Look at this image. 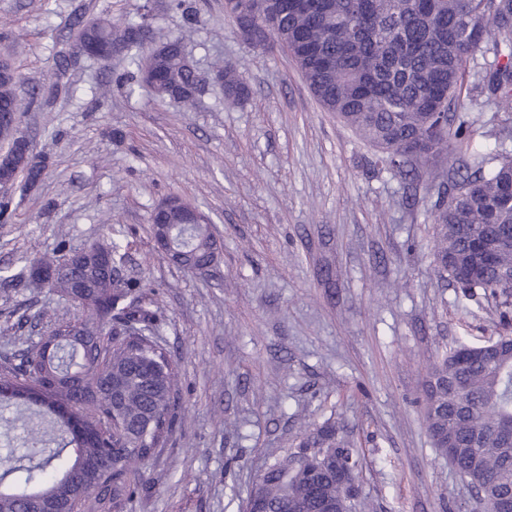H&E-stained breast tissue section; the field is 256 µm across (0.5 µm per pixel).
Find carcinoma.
<instances>
[{
	"label": "carcinoma",
	"mask_w": 512,
	"mask_h": 512,
	"mask_svg": "<svg viewBox=\"0 0 512 512\" xmlns=\"http://www.w3.org/2000/svg\"><path fill=\"white\" fill-rule=\"evenodd\" d=\"M258 0H238L228 15L245 41L275 42L303 74L322 109L354 129L381 153V162L401 170L405 155L416 165L443 154L448 138L470 137L469 124L457 115L467 85V62L490 53L480 89L502 104L512 103V0H279L260 26L244 12ZM146 14L120 28L99 17L89 27L78 19L81 39L106 47L124 45L128 64L142 74L149 65L163 72L151 88L161 100L172 88H190L193 75L177 61L182 42L150 26ZM151 43L174 46L160 61L147 55ZM224 71V96L237 102L248 88ZM18 81L0 79V114L18 115L23 105ZM472 172L448 175L435 204L433 258L441 277L463 296L481 295L512 304V205L503 203L512 186V154H472ZM43 161L31 154L15 172L35 182ZM491 238L498 262L474 278L467 274L473 239ZM179 247L190 267L205 264L212 238L206 224L185 231ZM122 245L114 239L96 244L108 257L99 263L79 251L35 260L49 271L69 263L54 278L52 290L70 296L73 283L84 291L75 304L81 314L54 321L50 354L27 347L0 364L2 412L25 406V453L0 464L14 475L0 486V512H88L107 507L124 512L142 487L141 469L163 447L180 418L178 371L171 351L154 339L158 306L154 291L125 283L119 275ZM47 385L58 401L76 410L82 436L52 412L5 392ZM62 440L48 447L45 422ZM423 422L439 455L465 477L477 497L512 493V440L501 435L512 425V349L489 355L485 346L465 342L437 356L424 386ZM358 462L356 450L333 418L306 431L296 448L267 461L243 510L262 505L265 512H357L336 483V458Z\"/></svg>",
	"instance_id": "obj_1"
}]
</instances>
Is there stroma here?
<instances>
[{
	"label": "stroma",
	"mask_w": 512,
	"mask_h": 512,
	"mask_svg": "<svg viewBox=\"0 0 512 512\" xmlns=\"http://www.w3.org/2000/svg\"><path fill=\"white\" fill-rule=\"evenodd\" d=\"M146 4L199 70L232 63L248 98L226 102L211 84L193 102L161 101L125 58L63 64L76 15L119 27ZM1 58L19 96L39 88L18 130L45 169L33 189L0 190V268L121 242L120 275L154 290L179 367L182 423L125 512H240L265 461L329 417L359 447L365 512H472L475 492L433 448L421 399L437 353L505 332L500 307L464 297L432 257L447 171L476 148L512 151V110L478 86L483 56L467 65L461 107L472 144L449 140L415 180L323 111L286 51L242 41L224 0H0ZM169 196L211 220L222 252L208 275L156 249L150 216ZM35 312L37 329L19 324ZM77 313L46 286L0 283V362Z\"/></svg>",
	"instance_id": "obj_1"
}]
</instances>
